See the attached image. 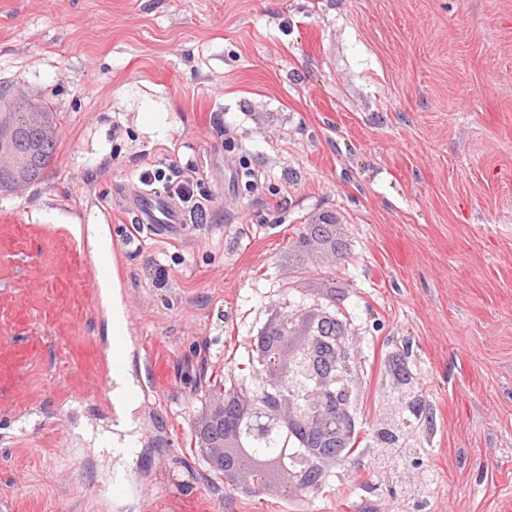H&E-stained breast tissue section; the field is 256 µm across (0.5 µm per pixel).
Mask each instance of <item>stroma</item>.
I'll use <instances>...</instances> for the list:
<instances>
[{
	"mask_svg": "<svg viewBox=\"0 0 512 512\" xmlns=\"http://www.w3.org/2000/svg\"><path fill=\"white\" fill-rule=\"evenodd\" d=\"M0 87L56 144L0 190V512H512V0H0ZM151 103L165 139L136 125ZM171 164L212 223L127 245L116 200ZM73 224L107 227L133 320L120 497L78 433L111 420ZM280 298L347 316L362 430L406 364L433 415L317 494L225 483L200 451L213 379ZM43 172L44 167L41 165V159L38 153V143H29L28 154L20 169V174L22 178L33 182L39 180L42 177Z\"/></svg>",
	"mask_w": 512,
	"mask_h": 512,
	"instance_id": "obj_1",
	"label": "stroma"
}]
</instances>
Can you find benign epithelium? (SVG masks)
I'll use <instances>...</instances> for the list:
<instances>
[{"mask_svg":"<svg viewBox=\"0 0 512 512\" xmlns=\"http://www.w3.org/2000/svg\"><path fill=\"white\" fill-rule=\"evenodd\" d=\"M0 178L12 179L7 160L20 159L14 142L18 131L45 135L46 123L32 112L20 91L0 90ZM350 325L338 320L336 302L312 307L280 302L273 309L267 330L254 343V389L237 388L224 393L220 415V435L238 447L246 439L260 442L271 436L298 432L304 447L302 462L296 467L283 464L288 490L304 489L314 482L327 456L356 428L353 413L355 389L351 366L358 359ZM398 393L404 398L394 403L390 413L373 429L378 445L388 447L406 430L403 403L417 405L414 384L402 379ZM207 462L224 469L230 480L252 467L253 458L220 454Z\"/></svg>","mask_w":512,"mask_h":512,"instance_id":"7a95c632","label":"benign epithelium"}]
</instances>
